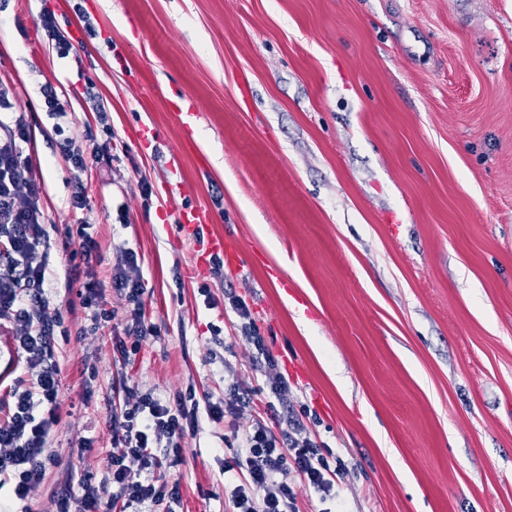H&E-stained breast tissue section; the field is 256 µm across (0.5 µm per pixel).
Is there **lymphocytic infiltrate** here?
I'll list each match as a JSON object with an SVG mask.
<instances>
[{
	"mask_svg": "<svg viewBox=\"0 0 512 512\" xmlns=\"http://www.w3.org/2000/svg\"><path fill=\"white\" fill-rule=\"evenodd\" d=\"M29 140L21 118L0 119V327L11 333L22 363L0 421V490L17 504V512H31L32 492L56 463L50 441L60 422L62 369L55 334L65 323L62 308L51 305L45 288L50 233L42 190L29 177L32 160L24 152ZM136 264V253L127 252L124 265L113 268L110 284L90 280L77 293L97 330L112 320L107 290L124 295L130 306L126 338L116 348L125 357L137 354L146 337L161 332L142 311L143 281L128 273ZM127 393L128 402L110 416L112 446L104 476L85 475L78 492L57 502L56 512H113L116 504L120 512H175L180 484L160 476L164 454L180 456L182 441L197 432L199 413L218 423L238 418L250 405L248 392L239 390L219 401L192 387L168 401L139 393L134 386ZM303 431L291 419L279 430L257 418L235 428L237 446L224 462L225 472L237 479L228 495L229 512H299L297 498L303 490L324 500L335 498L345 470L331 467ZM292 473L298 482L289 481Z\"/></svg>",
	"mask_w": 512,
	"mask_h": 512,
	"instance_id": "f902f5d3",
	"label": "lymphocytic infiltrate"
}]
</instances>
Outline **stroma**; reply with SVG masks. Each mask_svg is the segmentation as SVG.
I'll use <instances>...</instances> for the list:
<instances>
[{"mask_svg": "<svg viewBox=\"0 0 512 512\" xmlns=\"http://www.w3.org/2000/svg\"><path fill=\"white\" fill-rule=\"evenodd\" d=\"M89 2L92 40L67 0H0V92L30 128L47 223L88 225L100 281L135 251L161 334L123 360L127 302L112 290L111 324L88 330L52 236L49 297L71 309L55 337L60 460L35 512L104 473L125 384L164 399L240 387L264 410L272 376L233 295L290 415L307 408V436L346 467L335 499L300 493V512H512V0ZM47 84L69 106L70 147ZM70 148L100 161L73 169ZM78 183L83 210L68 206ZM193 208L238 264L195 270L198 244L178 230ZM234 444L231 422L200 416L165 471L179 512H225ZM40 24L56 55L61 59L68 57L72 49V44L61 30L55 13L50 10L44 11L40 16ZM42 94L46 111L49 112L53 119L57 120L54 124L55 131L63 135L65 133L63 125L66 123V117L68 115L65 101L61 99L56 88L51 85L45 86L42 90Z\"/></svg>", "mask_w": 512, "mask_h": 512, "instance_id": "stroma-1", "label": "stroma"}]
</instances>
